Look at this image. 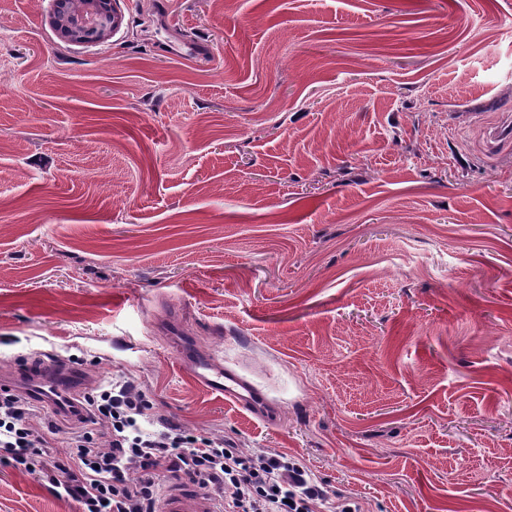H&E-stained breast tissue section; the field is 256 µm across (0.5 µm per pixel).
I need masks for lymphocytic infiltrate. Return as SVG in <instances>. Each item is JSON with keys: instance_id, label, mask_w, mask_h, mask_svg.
I'll return each instance as SVG.
<instances>
[{"instance_id": "f902f5d3", "label": "lymphocytic infiltrate", "mask_w": 512, "mask_h": 512, "mask_svg": "<svg viewBox=\"0 0 512 512\" xmlns=\"http://www.w3.org/2000/svg\"><path fill=\"white\" fill-rule=\"evenodd\" d=\"M78 404V425L59 448L58 427L35 424L30 398L0 391V462L80 512H157L169 476L213 492L223 512H322L326 503L308 470L287 456L246 453L155 416L132 377L82 393Z\"/></svg>"}]
</instances>
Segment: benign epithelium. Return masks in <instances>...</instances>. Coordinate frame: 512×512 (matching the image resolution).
Listing matches in <instances>:
<instances>
[{
  "mask_svg": "<svg viewBox=\"0 0 512 512\" xmlns=\"http://www.w3.org/2000/svg\"><path fill=\"white\" fill-rule=\"evenodd\" d=\"M118 0H66L54 10L51 23L66 42L103 43L122 25V15L116 8Z\"/></svg>",
  "mask_w": 512,
  "mask_h": 512,
  "instance_id": "1",
  "label": "benign epithelium"
}]
</instances>
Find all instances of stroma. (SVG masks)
<instances>
[{"instance_id": "obj_1", "label": "stroma", "mask_w": 512, "mask_h": 512, "mask_svg": "<svg viewBox=\"0 0 512 512\" xmlns=\"http://www.w3.org/2000/svg\"><path fill=\"white\" fill-rule=\"evenodd\" d=\"M51 8L0 0V378L133 375L329 512H512V0H120L84 45ZM0 512L77 505L0 464ZM183 359L198 384L223 394L226 400L236 403L263 421H270L265 393L238 371L209 357L190 352L184 353Z\"/></svg>"}]
</instances>
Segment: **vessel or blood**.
<instances>
[{
    "label": "vessel or blood",
    "instance_id": "b4317fda",
    "mask_svg": "<svg viewBox=\"0 0 512 512\" xmlns=\"http://www.w3.org/2000/svg\"><path fill=\"white\" fill-rule=\"evenodd\" d=\"M183 359L191 376L198 384L223 394L225 399L250 411L258 418L269 420L265 393L238 371L214 359L188 352L184 353ZM23 381L30 386L32 392L54 406L77 396L83 384V375L75 368L58 375L44 369L25 375ZM158 512H216V510L211 495L198 492L191 484L184 483L166 491Z\"/></svg>",
    "mask_w": 512,
    "mask_h": 512
}]
</instances>
